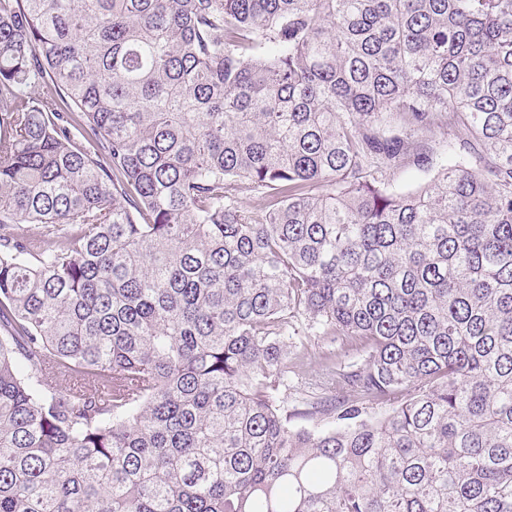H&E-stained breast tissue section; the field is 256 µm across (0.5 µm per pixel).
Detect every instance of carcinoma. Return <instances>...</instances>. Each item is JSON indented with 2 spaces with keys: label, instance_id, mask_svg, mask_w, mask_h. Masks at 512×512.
Wrapping results in <instances>:
<instances>
[{
  "label": "carcinoma",
  "instance_id": "obj_1",
  "mask_svg": "<svg viewBox=\"0 0 512 512\" xmlns=\"http://www.w3.org/2000/svg\"><path fill=\"white\" fill-rule=\"evenodd\" d=\"M0 512H512V0H0ZM433 172L424 173L418 170L412 163L405 167L393 169L387 175V181L396 189L410 192L424 184Z\"/></svg>",
  "mask_w": 512,
  "mask_h": 512
}]
</instances>
